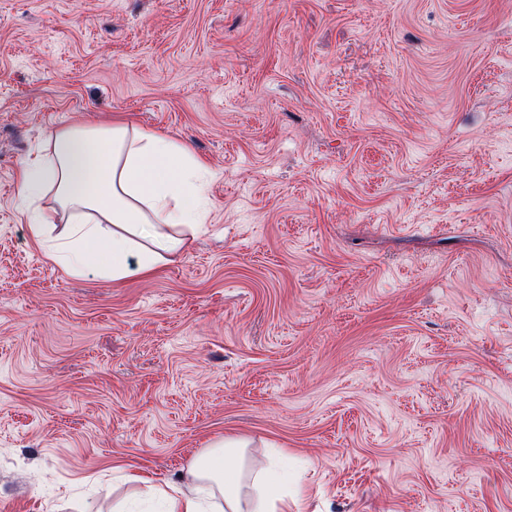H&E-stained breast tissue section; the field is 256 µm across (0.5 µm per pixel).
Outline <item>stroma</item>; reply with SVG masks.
<instances>
[{"instance_id": "stroma-1", "label": "stroma", "mask_w": 512, "mask_h": 512, "mask_svg": "<svg viewBox=\"0 0 512 512\" xmlns=\"http://www.w3.org/2000/svg\"><path fill=\"white\" fill-rule=\"evenodd\" d=\"M115 120L213 202L119 283L15 205ZM227 433L300 512H512V0H0V512H158Z\"/></svg>"}]
</instances>
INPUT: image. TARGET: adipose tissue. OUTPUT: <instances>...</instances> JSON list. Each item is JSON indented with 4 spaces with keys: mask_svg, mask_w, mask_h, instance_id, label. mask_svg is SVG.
I'll return each mask as SVG.
<instances>
[{
    "mask_svg": "<svg viewBox=\"0 0 512 512\" xmlns=\"http://www.w3.org/2000/svg\"><path fill=\"white\" fill-rule=\"evenodd\" d=\"M208 169L188 145L125 121L57 129L22 165L18 205L46 257L112 282L173 263L209 216ZM228 434L190 465L186 486L153 487L160 512H289L275 465L252 470Z\"/></svg>",
    "mask_w": 512,
    "mask_h": 512,
    "instance_id": "ef3b65f1",
    "label": "adipose tissue"
}]
</instances>
